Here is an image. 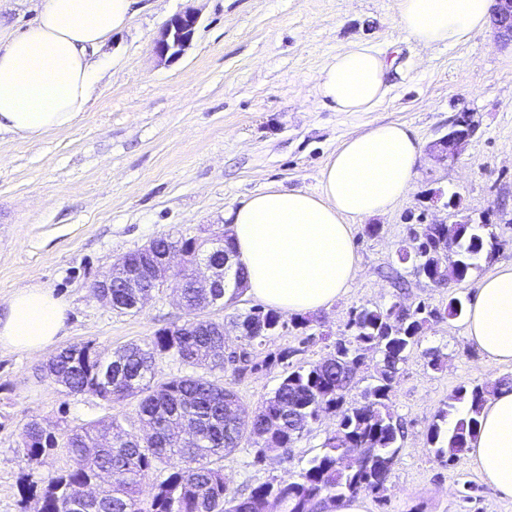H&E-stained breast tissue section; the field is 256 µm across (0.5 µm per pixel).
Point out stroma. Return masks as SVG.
Here are the masks:
<instances>
[{
  "label": "stroma",
  "instance_id": "35a3bbf8",
  "mask_svg": "<svg viewBox=\"0 0 512 512\" xmlns=\"http://www.w3.org/2000/svg\"><path fill=\"white\" fill-rule=\"evenodd\" d=\"M188 8L199 15L189 48L159 59L161 29ZM134 10L129 28L100 49L112 65L72 126L35 142L0 133V300L26 285L51 289L68 307L60 347L90 342L108 353L191 319L171 287L155 291L139 313L120 315L91 286L153 238L222 234L230 212L266 186L319 192L329 156L380 123L405 124L425 152L411 189L374 216L379 233L354 225L358 271L348 292L313 313L311 340L284 314L287 328L262 351H285L288 359L242 376L215 370L212 379L254 410L289 367L327 357L334 339L348 336L352 309L401 301L441 310L450 298L470 299L483 278L512 264L511 44L486 30L462 44L422 46L402 32L395 0H136ZM356 45L390 63L389 92L373 111L337 112L318 99L317 78ZM463 112L473 113L475 133L457 161L437 160L430 145ZM437 189L458 195L460 207L434 204ZM487 212L500 249L465 280L440 288L398 262L396 250L418 222ZM398 279L404 288L395 287ZM257 304L245 293L203 315L223 321L227 350H238L245 342L236 318ZM465 328L461 317L429 326L400 364L391 402L404 435L383 491L363 497L366 512H512V498L485 482L472 454L446 463L427 441L434 415L458 387L512 377V363L487 359ZM55 349L0 348V512H38L45 473L70 465L62 447L44 464H28L20 453L27 423L59 436L102 419L139 424L136 397L72 394L48 376ZM432 351L443 361L436 370L428 364ZM337 424L336 416H322L289 455L272 453L260 464L252 441L242 440L222 462L229 490L298 473Z\"/></svg>",
  "mask_w": 512,
  "mask_h": 512
}]
</instances>
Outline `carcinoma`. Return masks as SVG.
I'll use <instances>...</instances> for the list:
<instances>
[{"mask_svg": "<svg viewBox=\"0 0 512 512\" xmlns=\"http://www.w3.org/2000/svg\"><path fill=\"white\" fill-rule=\"evenodd\" d=\"M453 231L458 237L459 272L466 278L476 260L491 259L497 244L475 224H422L398 248L399 262L412 263L426 278L448 266L441 240ZM155 253L171 247L191 252L192 241L166 236L153 239ZM120 260L145 286L154 285L152 258L137 249ZM246 282L242 266L234 269L224 287L207 299L194 288L182 289L188 308L204 309L241 295ZM140 288L112 289V309L137 313ZM462 300L452 298L440 311L424 303L410 307L399 301L387 308L361 307L351 312L349 338L334 342V353L288 370L274 395L252 412L250 438L256 447L254 462L271 452L288 453L303 433L327 413L339 417L336 431L323 450L296 475L262 483L246 495L230 493L219 461L243 439L237 393L197 372L224 369L229 364L242 375L267 363L259 360L268 339L286 327L279 313L253 307L237 319L246 346L225 353L224 322L196 318L164 328L144 344L130 343L106 355L89 344L71 345L47 365L50 375L74 394L92 393L104 399L140 397L141 423L153 434L143 439L116 421H98L67 435L72 464L50 471L44 479L41 512H336L346 498L378 494L391 473L401 424L392 412L393 381L405 353L433 322L458 318ZM380 354L362 402L348 405L345 393L357 383L366 366L363 351ZM169 356L191 372L168 381L156 380L157 362ZM512 379L491 385L461 386L449 397L428 427V443L440 459L452 462L470 449L477 436L478 416L488 401ZM58 445L56 434L38 422L27 424L23 455L30 464H42ZM177 461L173 471L155 487L152 497H139V486L160 464ZM95 485L97 495L85 502L72 490Z\"/></svg>", "mask_w": 512, "mask_h": 512, "instance_id": "1", "label": "carcinoma"}]
</instances>
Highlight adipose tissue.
I'll return each instance as SVG.
<instances>
[{
	"label": "adipose tissue",
	"mask_w": 512,
	"mask_h": 512,
	"mask_svg": "<svg viewBox=\"0 0 512 512\" xmlns=\"http://www.w3.org/2000/svg\"><path fill=\"white\" fill-rule=\"evenodd\" d=\"M134 0H41L35 22L0 38V131L34 141L71 126L108 61L98 49L125 29ZM493 0H397L400 27L418 43L455 45L489 23ZM389 67L363 45L337 54L317 79L339 112H370L389 91ZM420 141L402 124L379 125L342 143L319 193L270 186L232 210L231 259L267 307L307 314L342 297L357 271L353 222L381 214L411 188ZM67 307L27 285L0 303V348L35 354L65 334ZM467 338L486 357L512 362V264L482 279L466 306ZM476 465L512 497V390L483 407L472 443Z\"/></svg>",
	"instance_id": "adipose-tissue-1"
}]
</instances>
